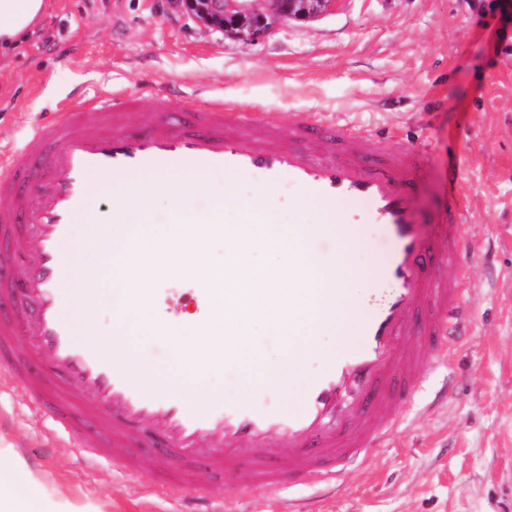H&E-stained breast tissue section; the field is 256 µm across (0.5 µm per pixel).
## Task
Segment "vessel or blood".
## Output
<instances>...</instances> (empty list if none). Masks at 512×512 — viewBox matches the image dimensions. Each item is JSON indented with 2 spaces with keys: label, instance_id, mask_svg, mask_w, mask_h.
<instances>
[{
  "label": "vessel or blood",
  "instance_id": "obj_1",
  "mask_svg": "<svg viewBox=\"0 0 512 512\" xmlns=\"http://www.w3.org/2000/svg\"><path fill=\"white\" fill-rule=\"evenodd\" d=\"M153 99L155 118L141 132L133 130L135 95H99L65 101L61 116L0 150V355L61 435L98 460L118 463L129 479H140L138 454L146 449L156 455L157 478L178 496L188 489L186 475L201 468L243 489L336 477L385 439L428 369L447 364L468 331L463 258L469 239L459 174L449 170L446 203L427 221L414 205L425 167L415 148L380 153L379 135L349 134L317 112L284 127L244 108L216 103L194 110L167 93ZM89 112L98 113V122L86 121ZM156 165L256 176L250 198L228 189L223 204L197 208L212 237L223 236L230 209L243 210L248 224L276 223L268 198L284 181L330 206L366 203L367 223L381 226L389 246L379 275L391 294L366 321L363 349L326 359L298 411L228 403L220 392L201 405L186 390L161 393L137 351L116 358L94 342L75 340L61 312L63 289L91 305L97 300L96 289L72 286L63 253L72 217L89 194L86 173ZM86 220L106 246L126 214L113 211L108 224L95 214ZM335 241L328 217L304 240L320 259L318 292L327 303L337 296ZM179 291L195 305L194 330L223 335L214 290L202 277L158 278L151 295L157 321L179 323L170 304ZM404 340L411 344L405 352Z\"/></svg>",
  "mask_w": 512,
  "mask_h": 512
}]
</instances>
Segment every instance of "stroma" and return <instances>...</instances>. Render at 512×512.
Returning a JSON list of instances; mask_svg holds the SVG:
<instances>
[{
    "mask_svg": "<svg viewBox=\"0 0 512 512\" xmlns=\"http://www.w3.org/2000/svg\"><path fill=\"white\" fill-rule=\"evenodd\" d=\"M484 0H338L315 20L279 22L251 45L171 7L169 0H50L21 50L0 64V147L51 119L63 100L118 91L140 97L179 91L191 106L221 102L273 113L281 125L321 112L337 125L380 133L421 149L426 168L417 203L434 210L448 170L468 195L464 260L469 331L448 366L432 370L398 412L389 439L351 466L340 483L241 493L192 478L188 502L154 479L144 455L141 483L117 465L79 454L55 437L18 382L0 364V448L13 449L56 500L97 512H183L236 499L242 512H512V50L497 44L498 20ZM367 277L357 324L387 299L378 276L380 228L352 216ZM154 307L136 312L129 341L159 372L179 366L156 328ZM284 405L281 387L241 367L205 377L198 397Z\"/></svg>",
    "mask_w": 512,
    "mask_h": 512,
    "instance_id": "1",
    "label": "stroma"
}]
</instances>
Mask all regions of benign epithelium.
Returning <instances> with one entry per match:
<instances>
[{
	"mask_svg": "<svg viewBox=\"0 0 512 512\" xmlns=\"http://www.w3.org/2000/svg\"><path fill=\"white\" fill-rule=\"evenodd\" d=\"M194 20L224 31L237 40L257 43L281 19L316 18L336 0H260L262 12L246 7L248 0H172Z\"/></svg>",
	"mask_w": 512,
	"mask_h": 512,
	"instance_id": "benign-epithelium-1",
	"label": "benign epithelium"
}]
</instances>
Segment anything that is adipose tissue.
Masks as SVG:
<instances>
[{"label": "adipose tissue", "mask_w": 512, "mask_h": 512, "mask_svg": "<svg viewBox=\"0 0 512 512\" xmlns=\"http://www.w3.org/2000/svg\"><path fill=\"white\" fill-rule=\"evenodd\" d=\"M49 0H0V51L16 46L41 19ZM22 461L9 449H0V512H95L66 502L48 504L35 483L21 477Z\"/></svg>", "instance_id": "ef3b65f1"}]
</instances>
